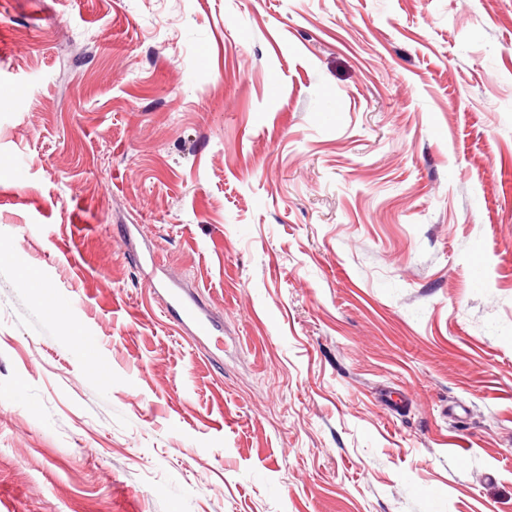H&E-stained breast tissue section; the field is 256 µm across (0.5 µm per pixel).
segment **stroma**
I'll return each instance as SVG.
<instances>
[{
    "instance_id": "35a3bbf8",
    "label": "stroma",
    "mask_w": 512,
    "mask_h": 512,
    "mask_svg": "<svg viewBox=\"0 0 512 512\" xmlns=\"http://www.w3.org/2000/svg\"><path fill=\"white\" fill-rule=\"evenodd\" d=\"M0 38V512H512V0H0ZM163 288L168 296V311L178 316V326L189 330L195 339H207L222 331L221 325L208 310L186 293L176 281L165 282Z\"/></svg>"
}]
</instances>
